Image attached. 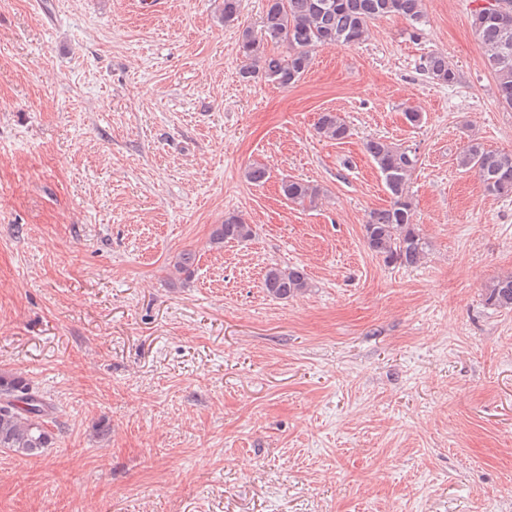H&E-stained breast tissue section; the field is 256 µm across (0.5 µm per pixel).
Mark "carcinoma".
<instances>
[{"label": "carcinoma", "mask_w": 512, "mask_h": 512, "mask_svg": "<svg viewBox=\"0 0 512 512\" xmlns=\"http://www.w3.org/2000/svg\"><path fill=\"white\" fill-rule=\"evenodd\" d=\"M398 16L416 26L424 19L423 0H266L260 34L242 30L238 50L244 59V79L262 76L282 89L295 85L308 69L312 52L325 45L351 47L365 41L369 24ZM472 30L484 48V62L493 75L499 104L512 109V20H501L475 9ZM432 81L452 85L458 80L455 67L442 53H432L420 63ZM319 137L344 142L350 126L335 112H323L316 124ZM364 150L375 163L389 196L388 205L369 212L364 224L368 250L389 264L412 268L420 265L428 243L414 224L409 184L419 164L417 151L385 137H371ZM458 168L475 173L484 192L496 198L512 197V155L486 148L470 139L456 156ZM280 191L290 203L317 205L323 190L302 179L283 178ZM256 227L239 213H228L211 232L212 246L245 243ZM196 256L183 251L176 256L174 274L189 280L194 276ZM263 288L274 298L289 299L312 288L307 274L298 266L272 264L265 270ZM485 304L495 310L512 311V272L485 285ZM51 405L23 377L0 372V449L21 456H36L50 447L48 430Z\"/></svg>", "instance_id": "cac0c4a2"}]
</instances>
